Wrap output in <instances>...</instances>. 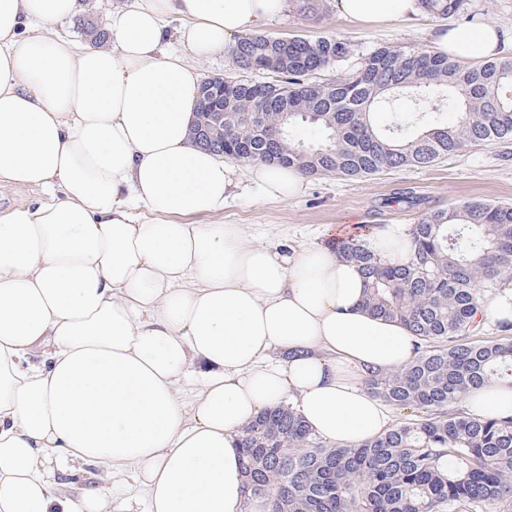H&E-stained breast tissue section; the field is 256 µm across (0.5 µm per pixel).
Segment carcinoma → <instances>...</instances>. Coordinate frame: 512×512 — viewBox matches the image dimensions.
<instances>
[{"label":"carcinoma","mask_w":512,"mask_h":512,"mask_svg":"<svg viewBox=\"0 0 512 512\" xmlns=\"http://www.w3.org/2000/svg\"><path fill=\"white\" fill-rule=\"evenodd\" d=\"M432 16L463 0H421ZM232 65L199 86L195 124L217 112L224 156L295 167L307 177L348 178L387 169L428 167L470 145L512 139V56L476 68L447 56L384 46L359 56L333 36L309 40L254 34L224 50ZM339 70L331 82L308 76ZM274 75L253 81V73ZM408 91L417 110L450 100L451 123L426 121L405 136L380 129L374 111ZM297 122L321 126L316 145L291 138ZM411 262L393 266L361 243L337 253L367 281L365 309L403 325L417 352L403 369L373 372L368 393L410 417L357 446L321 440L293 404L279 405L244 429L245 496L272 512H493L512 504V417L475 418L451 410L470 391L512 382V336L473 341L476 301L512 266V206L468 201L425 212L410 226Z\"/></svg>","instance_id":"1"}]
</instances>
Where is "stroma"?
Returning a JSON list of instances; mask_svg holds the SVG:
<instances>
[{"instance_id": "1", "label": "stroma", "mask_w": 512, "mask_h": 512, "mask_svg": "<svg viewBox=\"0 0 512 512\" xmlns=\"http://www.w3.org/2000/svg\"><path fill=\"white\" fill-rule=\"evenodd\" d=\"M466 14L440 19L423 12L410 21L361 24L339 17L332 0H325L320 17L294 4L284 18L258 24L256 30L283 38L333 36L350 43L359 53L382 45L428 51L435 30L443 25H465L469 22ZM406 189L421 198L418 208L387 205V198ZM469 200L512 205V140L470 146L424 168H396L361 178H308L300 195L288 200L264 199L245 181L223 212L208 216L207 221L245 225L254 241L300 244L319 238L330 226L410 225L421 213Z\"/></svg>"}]
</instances>
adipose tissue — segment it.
<instances>
[{
  "instance_id": "ef3b65f1",
  "label": "adipose tissue",
  "mask_w": 512,
  "mask_h": 512,
  "mask_svg": "<svg viewBox=\"0 0 512 512\" xmlns=\"http://www.w3.org/2000/svg\"><path fill=\"white\" fill-rule=\"evenodd\" d=\"M379 24L420 0H333ZM289 0H136L113 11L109 45L57 23L79 0H0V189L40 198L0 210V512H131L109 479L133 473L148 512H264L244 502L240 439L292 402L333 446L385 432L390 409L370 372L404 368L415 342L362 307L359 266L324 242H248L223 211L237 168L191 146L200 60ZM183 18L181 51L165 48ZM497 28L437 31V52L477 62ZM266 198L303 187L296 168L252 162ZM148 219H140V212ZM385 261L414 254L409 230L365 239ZM468 416L512 415V385L464 399ZM103 466L77 496L58 474Z\"/></svg>"
}]
</instances>
